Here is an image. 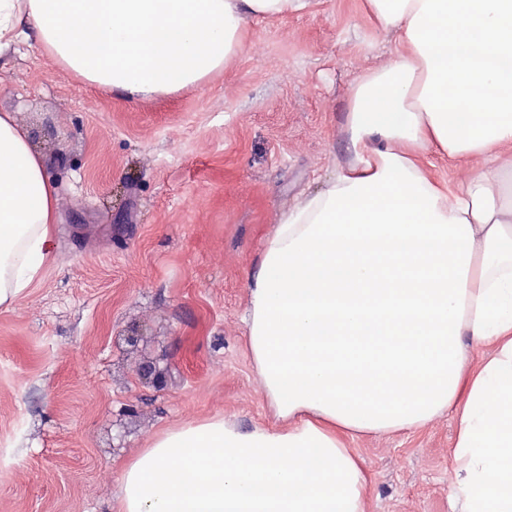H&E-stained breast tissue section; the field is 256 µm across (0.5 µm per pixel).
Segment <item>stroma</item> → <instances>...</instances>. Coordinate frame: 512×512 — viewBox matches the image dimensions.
<instances>
[{
  "label": "stroma",
  "instance_id": "35a3bbf8",
  "mask_svg": "<svg viewBox=\"0 0 512 512\" xmlns=\"http://www.w3.org/2000/svg\"><path fill=\"white\" fill-rule=\"evenodd\" d=\"M363 3L248 19L226 68L161 97H118L34 43L0 58V111L60 200L57 265L0 307V512H112L123 463L161 432L274 425L245 345L249 273L347 158L352 87L391 46ZM146 360L163 385L135 379ZM455 426L348 440L367 512H452Z\"/></svg>",
  "mask_w": 512,
  "mask_h": 512
}]
</instances>
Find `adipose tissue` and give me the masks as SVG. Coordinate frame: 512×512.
I'll return each instance as SVG.
<instances>
[{"instance_id":"adipose-tissue-1","label":"adipose tissue","mask_w":512,"mask_h":512,"mask_svg":"<svg viewBox=\"0 0 512 512\" xmlns=\"http://www.w3.org/2000/svg\"><path fill=\"white\" fill-rule=\"evenodd\" d=\"M309 0H0V55L36 41L127 99L202 85L253 17ZM393 33L343 118L349 161L283 213L249 277L246 346L280 426L215 416L124 463L117 512H366L341 440L455 411L454 512H512V0H365ZM435 153L476 160L461 185ZM59 195L0 113V307L56 265ZM484 347L472 361L476 347ZM426 166L430 172L438 178H446L452 184L460 183L469 175L471 168L475 166L472 162L460 163L448 160L436 154H429L426 158Z\"/></svg>"}]
</instances>
